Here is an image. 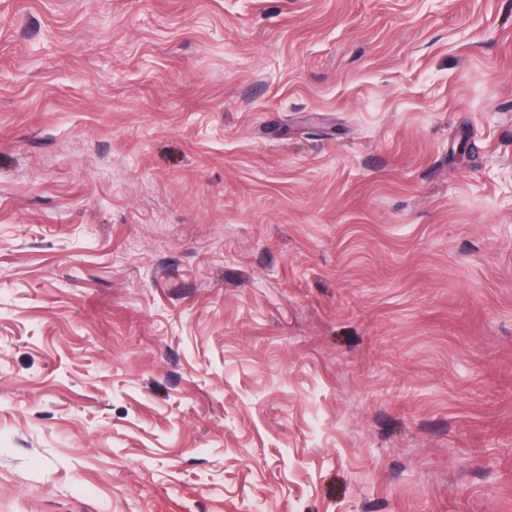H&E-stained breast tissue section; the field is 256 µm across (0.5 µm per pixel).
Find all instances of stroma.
I'll list each match as a JSON object with an SVG mask.
<instances>
[{
  "label": "stroma",
  "instance_id": "stroma-1",
  "mask_svg": "<svg viewBox=\"0 0 512 512\" xmlns=\"http://www.w3.org/2000/svg\"><path fill=\"white\" fill-rule=\"evenodd\" d=\"M0 512H512V0H0Z\"/></svg>",
  "mask_w": 512,
  "mask_h": 512
}]
</instances>
